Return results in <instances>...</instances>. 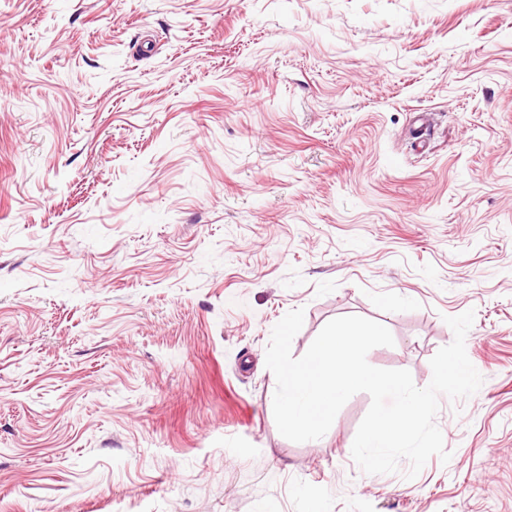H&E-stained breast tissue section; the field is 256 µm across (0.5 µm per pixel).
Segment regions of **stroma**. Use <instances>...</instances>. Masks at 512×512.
<instances>
[{
	"instance_id": "stroma-1",
	"label": "stroma",
	"mask_w": 512,
	"mask_h": 512,
	"mask_svg": "<svg viewBox=\"0 0 512 512\" xmlns=\"http://www.w3.org/2000/svg\"><path fill=\"white\" fill-rule=\"evenodd\" d=\"M297 308L420 388L474 310L449 462L278 432ZM314 506L512 512V0H0V512Z\"/></svg>"
}]
</instances>
